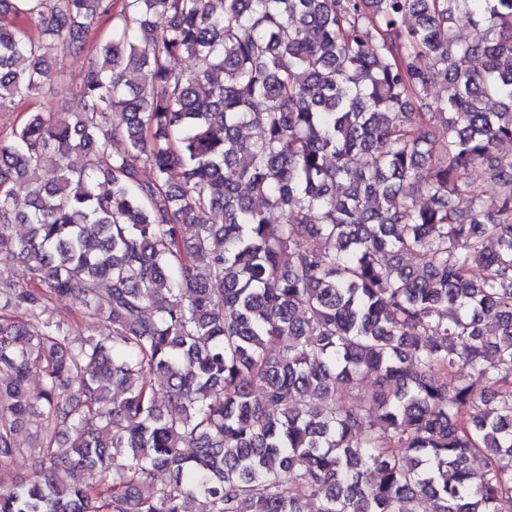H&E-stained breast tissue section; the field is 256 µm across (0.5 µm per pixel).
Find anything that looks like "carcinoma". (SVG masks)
<instances>
[{
	"label": "carcinoma",
	"mask_w": 512,
	"mask_h": 512,
	"mask_svg": "<svg viewBox=\"0 0 512 512\" xmlns=\"http://www.w3.org/2000/svg\"><path fill=\"white\" fill-rule=\"evenodd\" d=\"M9 16L0 112L110 27L0 136V512H512V0ZM73 295L94 334L42 319ZM108 24L100 21L92 26L89 36L84 44H77L58 57L57 63L52 65L45 73L44 80L47 93L43 98L31 105H24L14 112H0V127L9 126L23 118L26 112L33 110L60 109L61 106H78V99L73 95L74 80L84 66L86 59L94 49L97 42L103 37Z\"/></svg>",
	"instance_id": "carcinoma-1"
}]
</instances>
